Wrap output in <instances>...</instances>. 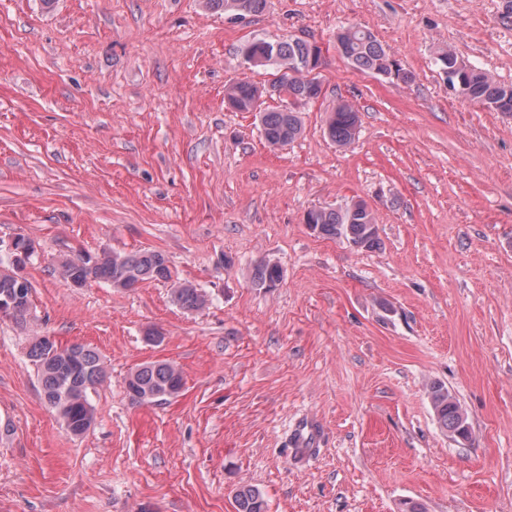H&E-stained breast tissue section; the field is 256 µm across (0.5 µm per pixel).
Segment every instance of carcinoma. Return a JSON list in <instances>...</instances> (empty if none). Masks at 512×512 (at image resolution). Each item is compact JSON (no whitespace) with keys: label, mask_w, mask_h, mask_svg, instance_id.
I'll list each match as a JSON object with an SVG mask.
<instances>
[{"label":"carcinoma","mask_w":512,"mask_h":512,"mask_svg":"<svg viewBox=\"0 0 512 512\" xmlns=\"http://www.w3.org/2000/svg\"><path fill=\"white\" fill-rule=\"evenodd\" d=\"M206 5L222 11L232 20L262 14L267 0H206ZM340 46L336 50L352 68L380 75L396 67L387 48L369 30L357 25L340 27ZM240 53L254 61V66L272 76L276 97L288 100L282 108L264 106L268 96L267 84L257 85L234 81L225 85L224 99L238 112H255L259 117L260 132L271 147H284L295 141L303 131L299 107L311 98L320 97L308 80V65H322L321 48L308 39L290 36L282 40L253 37L241 45ZM440 69L448 76L462 79L469 100L476 103H495L496 111L512 112V85L497 81L490 73L460 59L455 53L440 47L435 52ZM358 111L347 100L332 107L326 119L325 134L339 147L350 145L359 133ZM312 223L319 234L329 238L356 242L365 239L369 245L376 241L377 229L372 212L360 200L342 207L314 208ZM60 275L68 282L90 279L125 291L138 287L145 280L168 282L173 272L166 256L154 250L118 253L103 250L98 255H79L59 265ZM282 279L280 266L261 261L254 266L252 284L256 288H273ZM32 284L14 277L13 260L0 267V303L16 296L22 297V309L7 317L20 329L27 328L35 318L32 303ZM172 301L181 309L196 311L206 303L205 293L192 283L172 291ZM27 356L37 369L44 400L60 420L65 431L73 436L85 434L94 423V408L90 394L104 382L105 370L99 354L92 348L73 343L59 345L52 337L37 333L30 338ZM184 386L182 373L167 361L146 362L133 369L125 380L129 398L135 403L158 402L176 396ZM430 404L442 430L452 438L462 432L469 436L467 415L456 397L442 383L430 388ZM236 512H268L263 491L254 485H242L234 493Z\"/></svg>","instance_id":"carcinoma-1"}]
</instances>
